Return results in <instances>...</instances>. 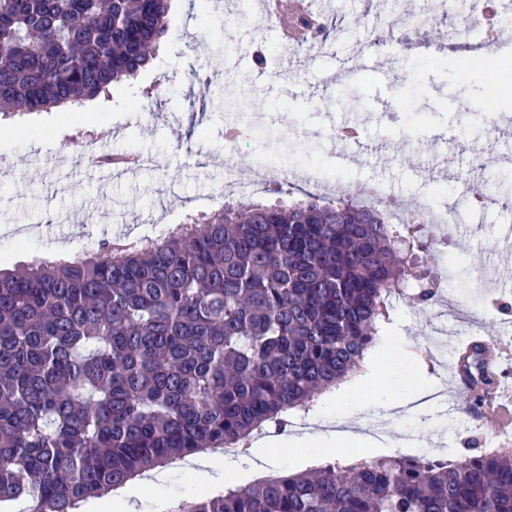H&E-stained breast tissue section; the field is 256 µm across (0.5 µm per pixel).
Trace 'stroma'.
<instances>
[{
  "mask_svg": "<svg viewBox=\"0 0 512 512\" xmlns=\"http://www.w3.org/2000/svg\"><path fill=\"white\" fill-rule=\"evenodd\" d=\"M469 0L437 9L433 0H332L323 23L338 36L328 53L298 47L282 51L277 29L252 0H172L171 35L138 82L73 111L0 115V269H17L36 259H69L94 253L112 227L129 236L163 238L168 228L211 212V196L230 172L243 173L257 187L256 200L274 204L281 192H315L306 172L361 183L384 182L398 207L433 188L435 205L457 202L463 186H478L489 203L481 209L459 204L460 222L435 257H447L470 271L444 283L438 302L416 307L409 296L390 300L387 330L424 349L430 326L446 314L449 349L466 333L487 337L506 357L499 383L512 387V280L495 288L484 275L512 268V208L503 206L495 179L512 181V169L496 160L512 155V94L495 92L479 70H461L441 32L462 29L477 43L494 32L501 41L500 71L512 80V15L497 16L491 30L462 28ZM427 15L425 28L411 24ZM264 52V67L254 66ZM372 57L378 74L357 70L359 55ZM340 71L356 89L359 103L346 110L336 102L330 74ZM160 86L149 114L131 107L142 91ZM488 113L487 126H468L464 109ZM263 113V131L240 142L236 169L224 166L227 125H241ZM358 125L359 143L337 138L345 124ZM104 133L112 150L146 158L137 173L113 175L102 183L71 144L84 127ZM447 161V177L433 171ZM434 400L397 407L380 404L379 387L368 384L348 405L365 429L390 432L374 457L436 455L458 460L468 454L512 448V428L475 418L443 416ZM198 494L186 488L178 465L168 467L163 499L145 495L136 512H175Z\"/></svg>",
  "mask_w": 512,
  "mask_h": 512,
  "instance_id": "stroma-1",
  "label": "stroma"
}]
</instances>
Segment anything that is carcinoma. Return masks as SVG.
I'll list each match as a JSON object with an SVG mask.
<instances>
[{
    "mask_svg": "<svg viewBox=\"0 0 512 512\" xmlns=\"http://www.w3.org/2000/svg\"><path fill=\"white\" fill-rule=\"evenodd\" d=\"M171 0H0V114L133 83ZM426 224L307 194L240 198L161 240L0 270V503L83 504L176 457L239 447L353 374L415 280ZM177 512H512V448L331 461Z\"/></svg>",
    "mask_w": 512,
    "mask_h": 512,
    "instance_id": "1",
    "label": "carcinoma"
}]
</instances>
